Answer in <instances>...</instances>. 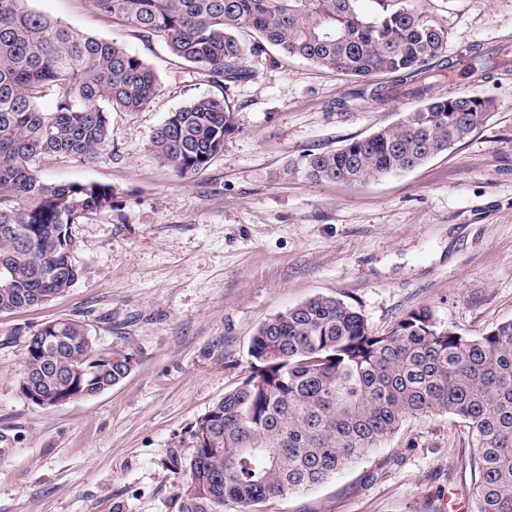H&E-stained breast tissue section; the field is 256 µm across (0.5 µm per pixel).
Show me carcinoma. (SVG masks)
Here are the masks:
<instances>
[{"label":"carcinoma","instance_id":"cac0c4a2","mask_svg":"<svg viewBox=\"0 0 512 512\" xmlns=\"http://www.w3.org/2000/svg\"><path fill=\"white\" fill-rule=\"evenodd\" d=\"M0 0V313L46 303L78 280L72 225L113 207L112 187L48 183L35 161L61 154L92 160L107 144L110 113L137 112L157 77L123 45L70 28L30 6ZM104 14L157 33L177 57L225 86L250 77L245 55L275 48L357 79L385 70L420 100L403 121L288 172L355 186L410 170L465 140L493 110L489 99L431 97L419 79L445 53L444 30L405 8L368 14L361 0H92ZM260 36L250 51L237 33ZM471 74L489 57L468 56ZM58 91L54 108L39 109ZM236 131L225 97L204 95L172 112L150 145L176 176L206 168ZM19 377L52 398L78 387L93 397L128 373L129 354L97 345L87 324L30 328ZM239 386L191 430L178 512H259L273 497L327 483L390 440L409 418L449 415L477 448V512H512V321L467 338L426 308L386 336L360 311L319 295L261 323Z\"/></svg>","mask_w":512,"mask_h":512}]
</instances>
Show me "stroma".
<instances>
[{"label": "stroma", "instance_id": "1", "mask_svg": "<svg viewBox=\"0 0 512 512\" xmlns=\"http://www.w3.org/2000/svg\"><path fill=\"white\" fill-rule=\"evenodd\" d=\"M31 5L124 45L157 88L144 110L111 112L92 162L35 163L49 183L111 186L114 207L73 225L72 288L0 313V512H177L194 423L248 374L257 327L312 296L354 306L379 336L421 308L466 337L512 320V0H391L448 34L432 95L488 98L494 110L463 143L356 186L286 170L398 124L417 100L382 104L344 72L266 54L247 56L250 77L226 90L89 0ZM475 48L494 67L453 76L451 62ZM224 93L236 132L200 173L175 176L150 147L153 131ZM65 318L134 366L98 396L40 408L19 391L14 331ZM476 454L463 424L412 419L326 484L260 512H476Z\"/></svg>", "mask_w": 512, "mask_h": 512}]
</instances>
